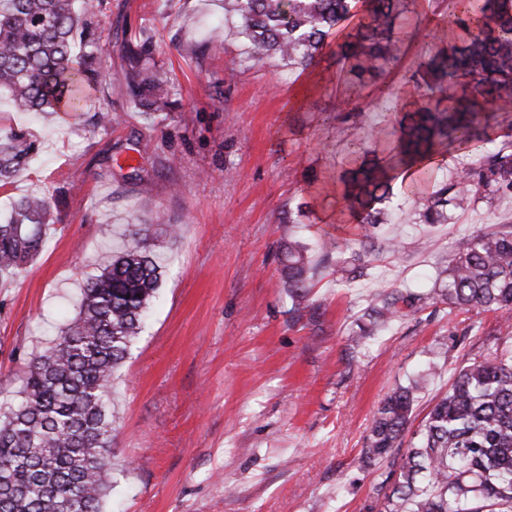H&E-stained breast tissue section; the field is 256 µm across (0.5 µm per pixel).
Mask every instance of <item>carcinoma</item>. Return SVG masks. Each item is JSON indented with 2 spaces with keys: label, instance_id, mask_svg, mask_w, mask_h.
Segmentation results:
<instances>
[{
  "label": "carcinoma",
  "instance_id": "carcinoma-1",
  "mask_svg": "<svg viewBox=\"0 0 512 512\" xmlns=\"http://www.w3.org/2000/svg\"><path fill=\"white\" fill-rule=\"evenodd\" d=\"M437 19L409 79L389 89L396 102L394 131L350 112L357 137L337 183L356 221L347 237H330L336 272L364 274L358 253L345 256L351 237L369 239L390 218L396 192L419 195L418 224H446L449 213L478 200L512 194V142L493 148L489 105L512 100V0H454ZM417 0H222L224 20L247 58H278L303 70L323 50L336 54L350 105L368 96L369 81L398 59L397 22ZM103 0H0V92L24 112H81L99 91ZM128 89L144 112L174 105L173 78L151 57V36L139 30L123 43ZM478 158L450 180L436 181L435 156L449 151ZM35 141L0 130V186L26 169ZM415 169L413 185L399 175ZM55 201L26 195L0 224V279L27 271L55 223ZM309 245L282 243L280 264L290 312L316 311ZM440 288L393 291L364 308L355 332L369 339L403 317L398 304L422 310L492 312L512 320V225L496 224L464 240L443 270ZM161 265L144 229L111 256L82 287L79 311L22 375L21 400L0 419V512H103L112 489L113 421L108 407L114 374L140 333L160 286ZM428 372L386 396L361 449L366 463L397 455V475L379 512H512V349L464 362L448 391L435 399L404 441Z\"/></svg>",
  "mask_w": 512,
  "mask_h": 512
}]
</instances>
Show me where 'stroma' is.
<instances>
[{"label":"stroma","mask_w":512,"mask_h":512,"mask_svg":"<svg viewBox=\"0 0 512 512\" xmlns=\"http://www.w3.org/2000/svg\"><path fill=\"white\" fill-rule=\"evenodd\" d=\"M222 16L218 0H104L107 88L83 112H21L0 94V128L38 144L0 188V221L19 197L57 200L40 256L0 282V408L18 402L26 365L76 316L85 280L124 248L131 225L146 224L165 238L162 285L113 382L104 512H370L391 466L365 465L360 450L386 395L435 363L414 408L421 421L457 368L511 340L512 327L429 307L356 344L354 322L376 295L432 288L464 238L512 224V196L432 226L426 252L377 255L352 283L325 269L317 317L294 320L280 245L291 231L310 244L336 236L342 218L329 184L353 139L336 107L340 67L328 50L304 71L249 62L218 28ZM144 26L178 89L170 112L130 102L122 44ZM422 45L404 38L398 62L371 83V119L392 116L387 89ZM101 111L119 125L96 129ZM300 204L305 222L287 227L285 211Z\"/></svg>","instance_id":"1"}]
</instances>
